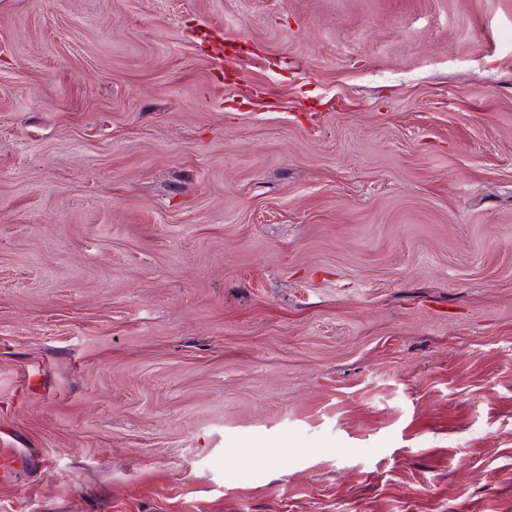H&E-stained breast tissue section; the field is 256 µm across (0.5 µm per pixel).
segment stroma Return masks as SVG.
I'll use <instances>...</instances> for the list:
<instances>
[{
  "instance_id": "1",
  "label": "stroma",
  "mask_w": 512,
  "mask_h": 512,
  "mask_svg": "<svg viewBox=\"0 0 512 512\" xmlns=\"http://www.w3.org/2000/svg\"><path fill=\"white\" fill-rule=\"evenodd\" d=\"M0 448V512H512V0H0Z\"/></svg>"
}]
</instances>
